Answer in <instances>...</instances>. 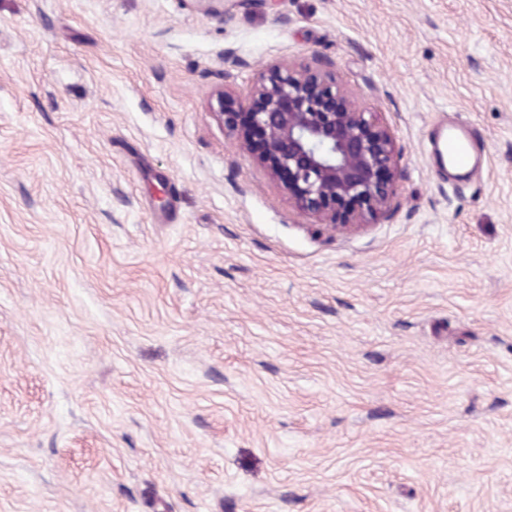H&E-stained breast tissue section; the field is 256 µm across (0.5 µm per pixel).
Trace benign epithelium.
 Returning <instances> with one entry per match:
<instances>
[{
  "label": "benign epithelium",
  "instance_id": "benign-epithelium-1",
  "mask_svg": "<svg viewBox=\"0 0 512 512\" xmlns=\"http://www.w3.org/2000/svg\"><path fill=\"white\" fill-rule=\"evenodd\" d=\"M357 98L324 70L276 65L236 107L218 93L217 115L297 210L349 228L388 215L404 178L388 127Z\"/></svg>",
  "mask_w": 512,
  "mask_h": 512
}]
</instances>
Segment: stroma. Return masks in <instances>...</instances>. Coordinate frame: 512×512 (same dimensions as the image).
<instances>
[{"label": "stroma", "instance_id": "1", "mask_svg": "<svg viewBox=\"0 0 512 512\" xmlns=\"http://www.w3.org/2000/svg\"><path fill=\"white\" fill-rule=\"evenodd\" d=\"M315 53L405 169L344 233L215 115ZM0 512H512V0H0ZM442 145L455 165L467 171L469 179L481 171L484 139L476 127L448 122V133L444 135Z\"/></svg>", "mask_w": 512, "mask_h": 512}]
</instances>
